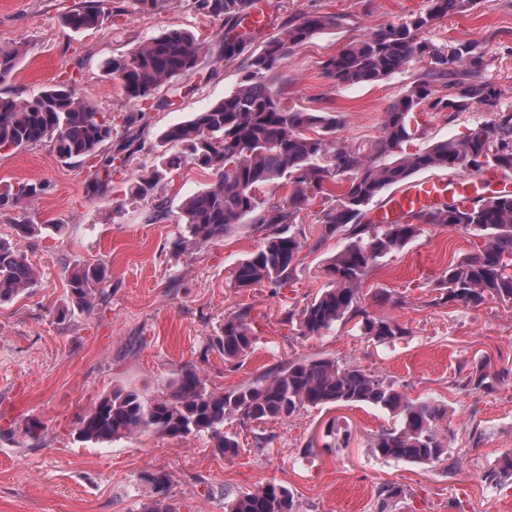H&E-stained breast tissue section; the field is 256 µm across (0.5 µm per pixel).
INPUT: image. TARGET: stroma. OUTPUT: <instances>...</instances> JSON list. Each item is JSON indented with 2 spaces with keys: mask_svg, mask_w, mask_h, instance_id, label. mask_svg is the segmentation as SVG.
<instances>
[{
  "mask_svg": "<svg viewBox=\"0 0 512 512\" xmlns=\"http://www.w3.org/2000/svg\"><path fill=\"white\" fill-rule=\"evenodd\" d=\"M75 0H0V47L23 46L16 73L1 93L32 98L59 83L74 85L98 112L112 119V140L136 120L142 135L129 163L119 165L109 188L93 187V162L65 160L52 143L0 151V192L20 182L46 184L30 206L40 234L18 240L11 215L0 214V240L20 242L39 278L29 290L0 304V512H139L151 493L143 471L168 474L177 512H224V495L274 480L294 497L296 512H512V480L494 485L484 474L512 455V372L491 387L466 379L484 357L512 364V306L494 300L476 308L435 306L451 260L473 254L479 237L445 224L425 225L402 250L379 258L361 290L363 306L388 315L402 336L380 343L334 325L323 335L300 336L287 321L328 285L324 267L346 243L335 236L305 247L284 288L239 290L237 263L263 243L251 221L223 238L176 250L185 235L180 206L215 180L213 171L184 165L157 187L154 199L128 190L156 162L158 137L167 127L234 91L247 55L224 60L222 21L195 12L189 0H166L143 13L133 0H112V14L97 29L74 31L63 22ZM270 22L265 36L288 19L313 13L336 16V27L290 49L268 83L285 108L328 112L340 124L337 140L371 153L388 108L418 81L426 64L415 60L374 85L342 87L321 73L322 63L350 42L425 11L429 0H258ZM207 40L198 71L157 92L165 107L126 95L108 72L113 57L171 29ZM421 39L474 44L484 57V78L512 104V0H479L424 29ZM472 109L448 117L422 110L418 146L454 137L480 119ZM166 202L164 222L151 220L155 201ZM107 268L104 302L93 313L60 316L74 262ZM397 305H381L380 292ZM247 309L255 344L234 362L210 340L224 317ZM332 357L379 375L411 398L448 408V448L456 469L374 456L368 443L392 418L374 408L300 410L286 421L226 424L240 452L228 459L209 436L141 435L111 443L77 437L81 418L113 388L159 396L183 367H196L209 387L232 390L297 358ZM335 435L323 440L326 424ZM263 445H256V437ZM399 486L403 497L383 506L381 490Z\"/></svg>",
  "mask_w": 512,
  "mask_h": 512,
  "instance_id": "stroma-1",
  "label": "stroma"
}]
</instances>
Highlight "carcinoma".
<instances>
[{
  "mask_svg": "<svg viewBox=\"0 0 512 512\" xmlns=\"http://www.w3.org/2000/svg\"><path fill=\"white\" fill-rule=\"evenodd\" d=\"M475 3L430 0L426 11L374 31L323 62L326 77L339 86H354L380 82L417 57L428 59L424 78L385 112L370 155L336 141V116L285 109L267 85L269 72L288 49L336 26V16L316 13L282 23L250 56L235 92L165 129L160 143L178 153L162 154L149 173L133 180L130 193L144 200L154 197L160 181L184 163L217 172L216 182L183 202L188 236L179 238L175 246L183 250L190 244L206 245L250 217L264 232V243L236 265L234 284L241 289L266 285L273 290L291 280L306 245L291 232L292 225L311 200L320 198L323 215L314 243L338 234L347 243L325 267L329 286L298 313L286 315L289 321L298 317L302 336H319L338 322L351 321L360 335L378 342L402 334L398 323L373 315L362 305L361 284L377 259L404 248L426 224L465 228L483 240L476 253L448 264L432 304L475 308L490 299L512 305V194L476 196L466 204L451 196L408 212L398 224L379 226L367 217L375 199L422 173H441L451 183L467 167L477 174L490 169L512 173V106L502 103L500 90L482 78L483 55L470 44L439 46L418 38V32L448 12L464 11ZM191 5L197 13L229 24L221 38L225 59L242 54L251 36L236 28L248 14L251 0H192ZM108 13L112 8L104 6V0H81L64 15V22L75 31L92 30ZM207 51L208 46L191 33L171 29L112 58L109 72L129 96L148 99L172 79L192 76ZM22 56L17 47H0V83L15 74ZM424 103L436 112H449L450 119L475 107L486 118L459 136L413 150ZM139 137L135 132L112 145V123L68 86L49 88L32 100L0 95V151L49 141L63 159L95 158L93 179L98 188L112 183L114 161L130 158ZM280 182L288 184V199L263 206L261 189ZM41 191L37 184L26 182L0 192V210L17 213L14 230L20 240L37 229L25 210ZM35 281L36 273L20 247L0 242V303L23 294ZM107 281L105 267L74 264L60 316L75 308L93 312L105 299ZM212 343L228 362L249 353L254 344L249 312L240 309L225 315L220 335ZM359 404L394 419L393 426L371 440L376 457L430 466L445 462L447 469H455L443 433L445 405L411 399L383 378L331 357L291 360L230 392L209 388L190 366L182 368L158 398L117 387L83 417L79 438L111 442L145 434L208 435L216 441L215 451L235 457L239 442L224 432L227 420L236 419L243 426L265 424L285 421L307 407ZM484 479L495 483L512 479V457H504ZM140 480L152 488L143 512H176L168 503L167 473L145 471ZM225 512H295L294 499L273 480L253 491L226 496Z\"/></svg>",
  "mask_w": 512,
  "mask_h": 512,
  "instance_id": "carcinoma-1",
  "label": "carcinoma"
}]
</instances>
